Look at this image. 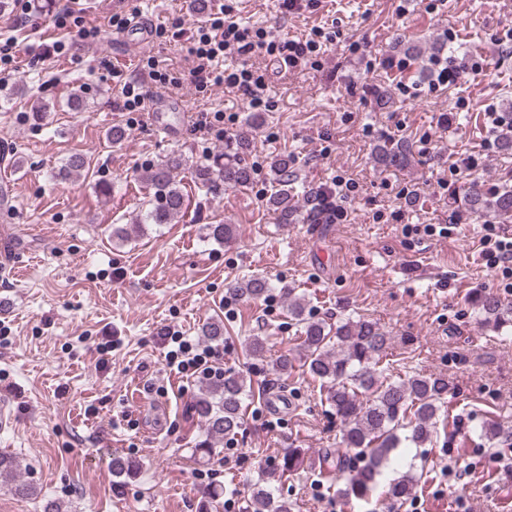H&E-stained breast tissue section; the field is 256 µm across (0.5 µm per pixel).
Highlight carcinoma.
I'll list each match as a JSON object with an SVG mask.
<instances>
[{"instance_id": "cac0c4a2", "label": "carcinoma", "mask_w": 512, "mask_h": 512, "mask_svg": "<svg viewBox=\"0 0 512 512\" xmlns=\"http://www.w3.org/2000/svg\"><path fill=\"white\" fill-rule=\"evenodd\" d=\"M243 136L226 144L224 157L191 166L193 182L205 193L220 196L230 188L245 186L252 180V170L241 154L248 150ZM410 149L403 142H383L375 150L376 162L386 168L403 167L409 162ZM86 158L75 152L54 173V177L77 178L86 169ZM295 160L288 154L273 157L270 171L278 189L269 202L278 221L293 220L291 204L296 191ZM188 167V159L173 153L162 163L146 171L142 179L149 189L148 208L136 224H170L185 211L186 198L177 173ZM473 209L495 216H512V190L493 197L478 193L471 196ZM271 291L269 282L252 276L235 288V295L260 300ZM479 324L500 330L512 327V302L490 292L471 296ZM295 321L297 340L302 351V366L320 382L325 400L340 421L341 447L327 449L313 460L301 449L293 448L277 465L281 473L292 474L310 468L336 486V495L344 500L367 501L379 485L382 467L390 453L400 447L398 431L410 430L407 440L423 448L433 442L439 425L449 416L446 409L448 379L437 375L416 374L393 378L388 356L392 336L372 319L339 318L334 323L314 320L306 314L305 299L298 297L288 308ZM251 384L236 369L227 368L219 378L206 380L193 404L194 413L204 420L206 439L195 454L200 458L214 455L213 445L233 438L241 428L247 400L253 398ZM481 436L496 453L512 450V425L493 420L481 427ZM15 460L0 455V486L22 497H38L40 490L15 476ZM422 475L405 472L385 485L382 495L392 501L410 497ZM244 512H292L288 499L277 493L261 472L246 500Z\"/></svg>"}]
</instances>
